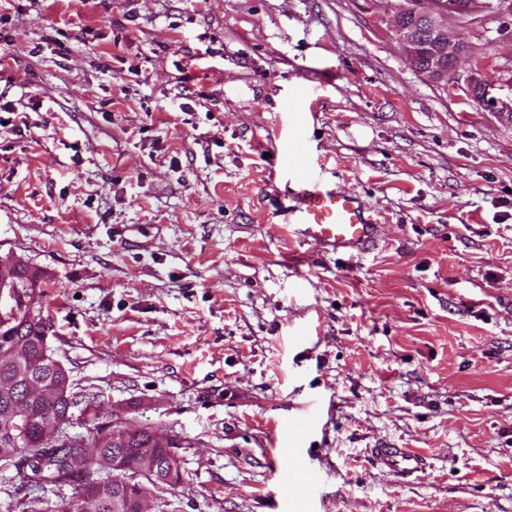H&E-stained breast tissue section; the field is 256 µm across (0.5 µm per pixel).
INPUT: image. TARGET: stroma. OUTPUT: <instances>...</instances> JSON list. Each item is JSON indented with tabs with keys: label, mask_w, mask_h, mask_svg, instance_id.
I'll use <instances>...</instances> for the list:
<instances>
[{
	"label": "stroma",
	"mask_w": 512,
	"mask_h": 512,
	"mask_svg": "<svg viewBox=\"0 0 512 512\" xmlns=\"http://www.w3.org/2000/svg\"><path fill=\"white\" fill-rule=\"evenodd\" d=\"M458 32L448 85L386 0H0V253L41 273L69 433L173 442L166 512H512V15ZM296 131L373 210L367 253L291 234ZM58 496L0 472V512ZM371 455L377 464L401 479L423 473L427 468L424 457L410 451L408 448H398L390 443L375 445L371 449Z\"/></svg>",
	"instance_id": "stroma-1"
}]
</instances>
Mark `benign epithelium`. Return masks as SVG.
Wrapping results in <instances>:
<instances>
[{"instance_id":"7a95c632","label":"benign epithelium","mask_w":512,"mask_h":512,"mask_svg":"<svg viewBox=\"0 0 512 512\" xmlns=\"http://www.w3.org/2000/svg\"><path fill=\"white\" fill-rule=\"evenodd\" d=\"M477 0H395L391 3L390 21L396 39L410 65L433 81L457 79L465 46L457 26L467 23L475 13ZM22 261L8 255L0 256V315L15 314L19 310L33 312L28 296L18 292L16 269ZM0 356L9 359L16 368L15 377L0 387V396L9 401L20 389L28 397L38 399L45 393L34 386L26 373L27 354L22 343L13 340L0 345ZM30 416L9 406L0 412V434L8 445L17 440ZM159 466V458L151 448H141L135 474L125 479L135 488L131 495L137 512H155V503L140 490L141 474Z\"/></svg>"}]
</instances>
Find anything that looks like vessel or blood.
Masks as SVG:
<instances>
[{"label": "vessel or blood", "mask_w": 512, "mask_h": 512, "mask_svg": "<svg viewBox=\"0 0 512 512\" xmlns=\"http://www.w3.org/2000/svg\"><path fill=\"white\" fill-rule=\"evenodd\" d=\"M281 163L296 184L287 222L299 239L320 243L327 252L350 255L376 244L378 226L359 194L333 188L302 141L295 139L284 146ZM371 455L377 464L401 479L427 468L424 457L390 443L375 445Z\"/></svg>", "instance_id": "b4317fda"}]
</instances>
